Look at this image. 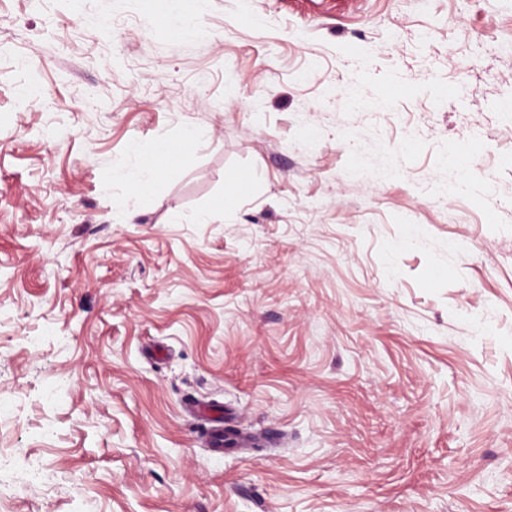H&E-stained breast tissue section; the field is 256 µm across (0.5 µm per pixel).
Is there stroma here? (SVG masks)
<instances>
[{
  "mask_svg": "<svg viewBox=\"0 0 512 512\" xmlns=\"http://www.w3.org/2000/svg\"><path fill=\"white\" fill-rule=\"evenodd\" d=\"M185 8L0 0V512H512V0ZM183 0H170L168 3V21L169 24L182 32L189 34H200L203 32V26L183 9ZM162 163L154 166H138L120 173L119 178L134 191H144L156 178Z\"/></svg>",
  "mask_w": 512,
  "mask_h": 512,
  "instance_id": "35a3bbf8",
  "label": "stroma"
}]
</instances>
